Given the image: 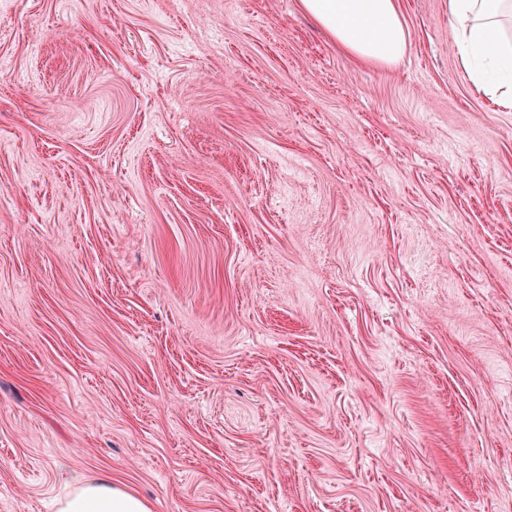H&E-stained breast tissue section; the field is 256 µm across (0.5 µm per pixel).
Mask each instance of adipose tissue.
Instances as JSON below:
<instances>
[{
  "mask_svg": "<svg viewBox=\"0 0 512 512\" xmlns=\"http://www.w3.org/2000/svg\"><path fill=\"white\" fill-rule=\"evenodd\" d=\"M310 16L349 56L389 66L407 53L409 34L397 0H299ZM461 65L475 91L512 112V0H448ZM58 512H151L146 500L100 475L79 482L58 503Z\"/></svg>",
  "mask_w": 512,
  "mask_h": 512,
  "instance_id": "ef3b65f1",
  "label": "adipose tissue"
}]
</instances>
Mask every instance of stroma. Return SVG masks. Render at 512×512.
I'll return each instance as SVG.
<instances>
[{"label":"stroma","instance_id":"1","mask_svg":"<svg viewBox=\"0 0 512 512\" xmlns=\"http://www.w3.org/2000/svg\"><path fill=\"white\" fill-rule=\"evenodd\" d=\"M298 0H0V512H512V112ZM58 512H151L146 500L109 475L81 481L58 503Z\"/></svg>","mask_w":512,"mask_h":512}]
</instances>
